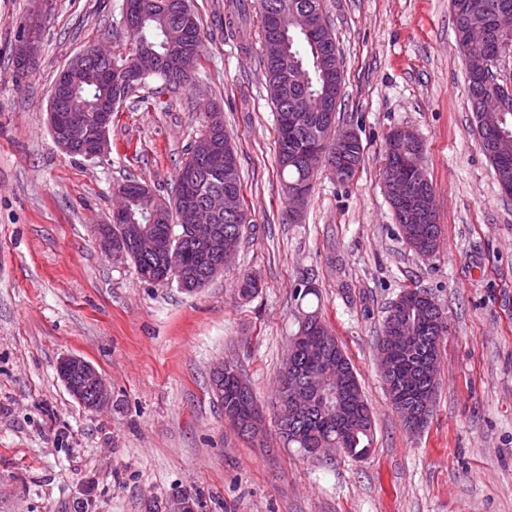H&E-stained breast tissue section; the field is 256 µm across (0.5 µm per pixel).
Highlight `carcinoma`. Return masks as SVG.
Masks as SVG:
<instances>
[{
  "label": "carcinoma",
  "mask_w": 512,
  "mask_h": 512,
  "mask_svg": "<svg viewBox=\"0 0 512 512\" xmlns=\"http://www.w3.org/2000/svg\"><path fill=\"white\" fill-rule=\"evenodd\" d=\"M137 2V13L124 26L131 48L118 50L114 55L117 64L129 62L137 51L150 49L156 53L158 61L154 76L165 86L176 90L191 84L193 77L176 68L170 52L174 45L202 51L204 32L190 0ZM450 6L455 34H460L473 20L482 22L487 30L483 46L469 52L460 49L466 63L469 101L474 109L485 91L491 61L498 55L512 54V0H450ZM283 8L306 14L307 28L292 30L286 36L276 33L272 17ZM253 10L259 16L268 87L280 84V94L271 97L272 104L276 113L295 118L292 125L277 124L276 162L280 175L288 177L284 181L288 190L312 179L317 170L287 162L285 155L317 147L321 150V165L334 160L330 139L336 135V122L328 119L327 112L317 108V104L329 96L331 105H336V85L328 75L336 72V57L340 56V51L324 14L323 0H224L226 32L236 38L251 39L244 19ZM86 63L80 83L63 100V106L92 112L110 97L119 102L126 100L138 88L128 82L124 72L106 61L89 57ZM477 136L481 149L493 165L498 183L505 191L512 192V148L500 149L493 133L485 135L479 131ZM219 138L224 143V154L228 155L221 176H215L208 165L196 162L192 154L180 165L182 169L196 165L193 197L196 205L203 204L211 192L222 191L229 184L242 191L237 151L225 132H220ZM363 155L362 142L353 143L346 169L338 182L345 184L354 179ZM137 191L139 194L129 195L125 200L133 223L148 224L156 237L168 239L172 228L183 223L178 195L160 196L143 184L137 186ZM395 216L410 249L421 256L434 253L438 247L439 225L421 224L413 235L402 214L397 212ZM214 223L224 232V246L240 247L243 232L239 231L238 216L223 214ZM179 254L186 277L190 279L206 267V261L187 239L181 242ZM128 259L140 275L148 271L155 280L172 276L162 270L156 255L143 258L132 254ZM399 299L401 313L397 318L385 316L378 342L388 358L381 377L384 384H392L387 394L396 410L413 406L421 394L437 388L438 382L420 364L427 353L438 352L439 341L448 332L444 311L433 300L422 298L421 291L405 289ZM321 353L343 369V376L336 378L331 388L317 387L309 381L322 362ZM289 366L303 373L296 390L300 396L310 398L312 406L305 412L295 413L288 394L278 393L274 416L283 447L296 448L316 461L320 460V448H343L352 458L366 456L372 446V411L348 358L317 313L306 314L299 324L295 342L283 363V367ZM224 417L233 424L247 425L251 437L262 432L263 407L242 376L224 380Z\"/></svg>",
  "instance_id": "obj_1"
}]
</instances>
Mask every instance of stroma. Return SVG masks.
Listing matches in <instances>:
<instances>
[{
  "mask_svg": "<svg viewBox=\"0 0 512 512\" xmlns=\"http://www.w3.org/2000/svg\"><path fill=\"white\" fill-rule=\"evenodd\" d=\"M223 0H191L206 39L192 85L151 79L120 105L105 156L63 151L48 125L62 68L87 46L123 45L124 0H50L39 55L16 77L30 0H0V512H512V196L473 133L466 66L449 0H324L344 62L336 120L365 148L354 180L313 178L289 222L261 46L217 24ZM224 113L251 218L235 263L203 288L139 279L102 252L126 179L170 195L200 137ZM412 128L434 190L438 250L409 249L382 184L386 143ZM261 289L243 300V276ZM317 295L302 296L305 284ZM417 288L448 318L426 425L406 430L377 365L387 307ZM317 312L350 359L374 421L370 455L320 463L283 447L272 414L298 322ZM78 356L112 405L84 408L61 381ZM237 364L266 412L240 436L210 391Z\"/></svg>",
  "mask_w": 512,
  "mask_h": 512,
  "instance_id": "stroma-1",
  "label": "stroma"
}]
</instances>
